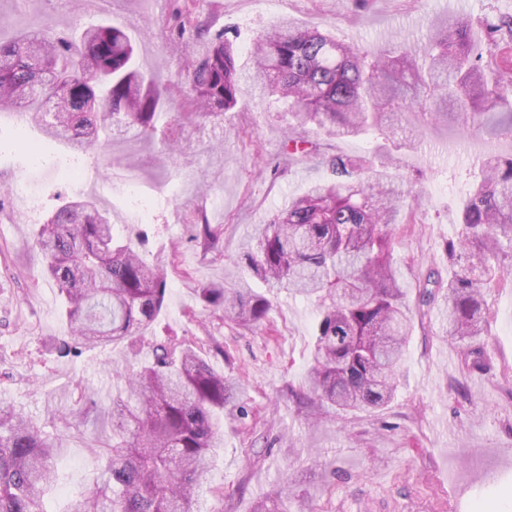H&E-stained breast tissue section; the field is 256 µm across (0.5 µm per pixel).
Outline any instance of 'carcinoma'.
Returning a JSON list of instances; mask_svg holds the SVG:
<instances>
[{
    "label": "carcinoma",
    "mask_w": 512,
    "mask_h": 512,
    "mask_svg": "<svg viewBox=\"0 0 512 512\" xmlns=\"http://www.w3.org/2000/svg\"><path fill=\"white\" fill-rule=\"evenodd\" d=\"M480 27L478 49L473 21L439 17L421 47L391 50L341 43L282 18L257 36L246 68L237 65L229 30L211 32L188 7L178 34L199 46L185 66L194 111L181 119L217 117L246 94L275 95L292 116L285 148L295 158L317 151L313 125L331 139L395 135L413 112L452 110L472 129L512 135V18ZM166 94L134 67L130 37L116 26L83 27L76 40L47 26L0 42V112L25 113L75 150L132 128L152 135L167 117ZM324 164L327 179L289 198L243 244L267 292L245 279L199 289L201 301L242 326L263 321L283 290L316 304L311 365L299 389H288L311 405L308 417L385 406L413 331L392 245L397 225L415 223V208L403 210L405 191L372 158L336 153ZM482 170L461 211L460 235L448 245L455 272L444 297L448 340L467 346L471 369L484 366L477 338L492 314L488 298L512 269V156L488 158ZM193 224L202 255H221V233L206 213ZM35 246L66 322L57 357L107 346L137 352L165 311V260H144L89 198L60 205ZM430 285L441 287L435 270L419 293L422 306L435 298ZM214 354L224 349L152 336L149 357L112 397V443L72 512H200V491L224 441L220 415L243 396L234 378L213 368ZM87 416L80 394L59 419ZM65 448L62 435L0 399V512H47Z\"/></svg>",
    "instance_id": "obj_1"
}]
</instances>
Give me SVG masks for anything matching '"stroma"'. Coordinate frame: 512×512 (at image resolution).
Listing matches in <instances>:
<instances>
[{"label":"stroma","mask_w":512,"mask_h":512,"mask_svg":"<svg viewBox=\"0 0 512 512\" xmlns=\"http://www.w3.org/2000/svg\"><path fill=\"white\" fill-rule=\"evenodd\" d=\"M190 4L212 27L237 28L243 62L262 25L279 16L347 44L382 47L420 44L447 13L489 23L512 15V0H368L357 11L340 0H0V42L45 22L66 32L99 21L126 26L138 66L169 88L167 109L178 114L187 109L184 64L195 47L175 38L174 14ZM408 121L413 142L371 133L331 140L330 149L391 154L392 175L418 192L416 222L398 225L395 245L413 305L428 268L444 280L452 275L448 243L460 231L461 204L486 156L512 155V136L468 133L451 114ZM287 129V113L257 99L247 112L173 123L168 142L130 132L76 151L0 113V397L42 423L79 394L89 409L84 427L64 432L68 447L48 512H69L91 484L94 452L112 440V396L134 365L120 348L73 359L51 351L64 325L33 239L76 192L120 217L118 233L147 232L144 259H166L170 286L157 335L222 345L214 367L244 389L246 414L225 416L211 476L223 494L203 496V512H253L272 494L282 512L303 502L313 512H512V288L490 298L483 370H468L462 346L449 343L440 289L414 315L392 402L312 421L298 414L288 388L302 384L311 362L313 303L280 293L267 320L244 329L199 302L206 282L248 276L241 247L253 225L325 178L318 157L288 158ZM25 141L38 144V157L22 149ZM20 180L39 198L37 214L14 193ZM199 209L222 231L223 256L197 251L188 217Z\"/></svg>","instance_id":"35a3bbf8"}]
</instances>
